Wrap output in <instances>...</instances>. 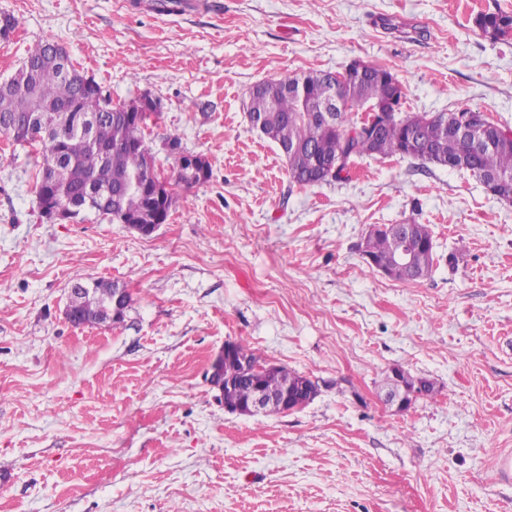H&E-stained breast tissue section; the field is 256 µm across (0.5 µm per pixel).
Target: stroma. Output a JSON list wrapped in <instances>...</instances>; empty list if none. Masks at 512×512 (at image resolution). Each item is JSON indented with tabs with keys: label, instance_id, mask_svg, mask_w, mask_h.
Here are the masks:
<instances>
[{
	"label": "stroma",
	"instance_id": "obj_1",
	"mask_svg": "<svg viewBox=\"0 0 512 512\" xmlns=\"http://www.w3.org/2000/svg\"><path fill=\"white\" fill-rule=\"evenodd\" d=\"M512 0H0L20 26L0 80L50 38L119 102L150 92L146 131L204 157L150 236L86 212L37 217L27 148H0V512H512V205L463 170L356 158L293 182L252 130L250 88L283 74L387 67L406 112L491 113L512 129ZM376 224H425L437 262L371 270ZM456 266H449V258ZM128 288L123 322L77 328L74 283ZM318 380L302 410L225 412V341ZM400 367L433 381L403 413ZM474 24L483 34L498 40L512 31V12L480 13L474 18ZM394 384L385 395L386 403L396 407L397 411H405L412 403L416 390H407L404 380L409 377L408 372L397 369L393 372Z\"/></svg>",
	"mask_w": 512,
	"mask_h": 512
}]
</instances>
